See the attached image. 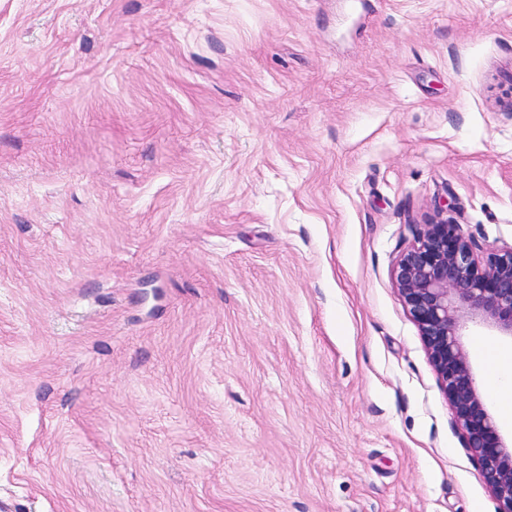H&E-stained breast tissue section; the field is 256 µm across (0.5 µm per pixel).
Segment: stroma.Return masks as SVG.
Here are the masks:
<instances>
[{
    "mask_svg": "<svg viewBox=\"0 0 512 512\" xmlns=\"http://www.w3.org/2000/svg\"><path fill=\"white\" fill-rule=\"evenodd\" d=\"M446 197L512 245V0H0V512H497L391 278Z\"/></svg>",
    "mask_w": 512,
    "mask_h": 512,
    "instance_id": "obj_1",
    "label": "stroma"
}]
</instances>
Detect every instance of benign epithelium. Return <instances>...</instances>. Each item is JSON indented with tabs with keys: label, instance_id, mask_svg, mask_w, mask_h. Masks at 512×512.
Segmentation results:
<instances>
[{
	"label": "benign epithelium",
	"instance_id": "obj_1",
	"mask_svg": "<svg viewBox=\"0 0 512 512\" xmlns=\"http://www.w3.org/2000/svg\"><path fill=\"white\" fill-rule=\"evenodd\" d=\"M391 277L497 512H512V438L489 410L463 342L472 327L512 341V246L481 259L461 225L444 219L400 255Z\"/></svg>",
	"mask_w": 512,
	"mask_h": 512
}]
</instances>
